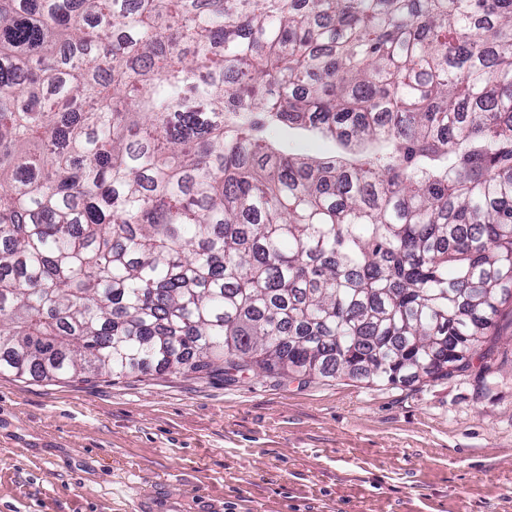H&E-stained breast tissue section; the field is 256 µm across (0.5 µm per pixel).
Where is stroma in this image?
Segmentation results:
<instances>
[{"instance_id":"35a3bbf8","label":"stroma","mask_w":512,"mask_h":512,"mask_svg":"<svg viewBox=\"0 0 512 512\" xmlns=\"http://www.w3.org/2000/svg\"><path fill=\"white\" fill-rule=\"evenodd\" d=\"M0 512H512V303L404 386L0 374Z\"/></svg>"}]
</instances>
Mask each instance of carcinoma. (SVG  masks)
<instances>
[{"label": "carcinoma", "instance_id": "1", "mask_svg": "<svg viewBox=\"0 0 512 512\" xmlns=\"http://www.w3.org/2000/svg\"><path fill=\"white\" fill-rule=\"evenodd\" d=\"M511 299L512 0H0V374L406 385ZM278 135L282 140L288 141L295 154L325 157L333 155L336 152L335 142L319 137L309 136L300 130H282Z\"/></svg>", "mask_w": 512, "mask_h": 512}]
</instances>
